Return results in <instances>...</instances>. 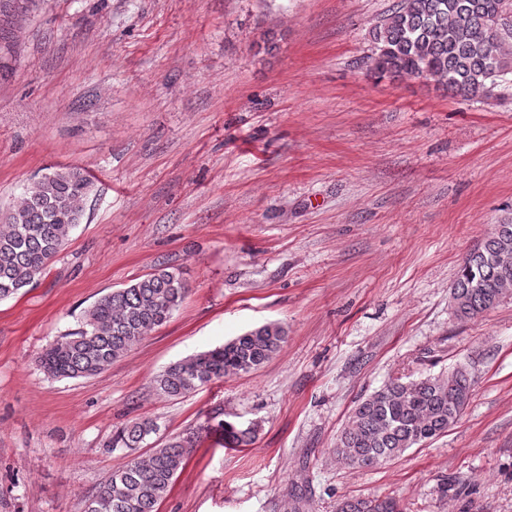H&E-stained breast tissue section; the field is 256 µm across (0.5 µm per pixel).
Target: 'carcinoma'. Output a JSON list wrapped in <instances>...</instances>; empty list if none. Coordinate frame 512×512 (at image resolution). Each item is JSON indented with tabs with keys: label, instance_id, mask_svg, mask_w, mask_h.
I'll list each match as a JSON object with an SVG mask.
<instances>
[{
	"label": "carcinoma",
	"instance_id": "1",
	"mask_svg": "<svg viewBox=\"0 0 512 512\" xmlns=\"http://www.w3.org/2000/svg\"><path fill=\"white\" fill-rule=\"evenodd\" d=\"M372 41V52L363 59L370 75L424 76L452 97L472 101L512 73V0H397L374 28ZM90 191L91 181L73 167L46 175L20 197L0 225V300L29 287L46 270L79 224ZM186 291L178 274L162 269L101 296L86 311L82 329L43 349L38 366L55 378L102 373L166 323ZM450 295L461 321L477 320L512 299V223L495 225L466 254ZM286 337L279 323L255 327L169 365L155 377L154 388L167 397H185L214 380L250 373L277 355ZM472 392L471 375L461 365L419 380H392L357 403L336 440V458L355 469L382 465L447 433ZM157 431L154 420L135 418L112 434L107 447L133 451ZM211 434L227 448H242L255 438L256 426L209 413L113 472L87 497L84 512H158L193 448ZM336 512H403V507L388 497H352L342 499Z\"/></svg>",
	"mask_w": 512,
	"mask_h": 512
}]
</instances>
